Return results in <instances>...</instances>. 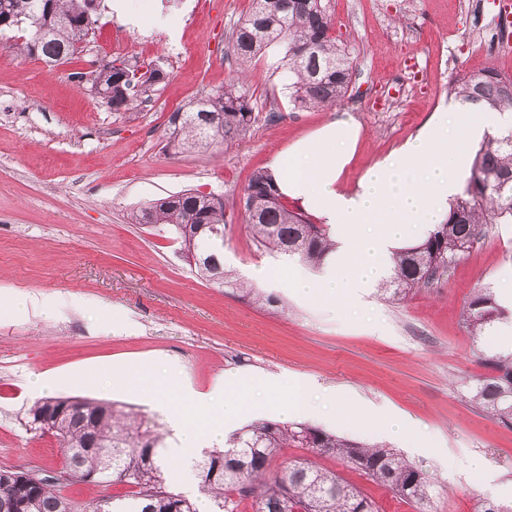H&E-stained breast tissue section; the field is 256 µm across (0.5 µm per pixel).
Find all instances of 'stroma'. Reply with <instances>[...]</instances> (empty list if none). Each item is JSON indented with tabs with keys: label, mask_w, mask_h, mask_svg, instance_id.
<instances>
[{
	"label": "stroma",
	"mask_w": 512,
	"mask_h": 512,
	"mask_svg": "<svg viewBox=\"0 0 512 512\" xmlns=\"http://www.w3.org/2000/svg\"><path fill=\"white\" fill-rule=\"evenodd\" d=\"M112 2L101 0L93 32L71 60L50 66L0 46V465L49 474L65 467L57 439L26 424L32 376H55L57 395L128 405L160 423L145 395L123 391L111 376L165 358L179 373L159 378L163 387L187 382L205 391L216 377L239 373L252 397L264 380L307 377L320 402L346 397L351 421L302 412L292 422L350 441L382 444L390 414L406 417L415 436L400 454L427 474L432 512H478L486 497L512 502V425L469 402L486 371L482 349L503 344L507 329L497 324L476 341L462 322L474 289H493L502 306L512 305V224L486 225L444 276L404 299L375 286L343 313L300 297L290 286L300 262L263 254L239 201L254 170L268 169L334 110L294 109L278 70L283 53L274 50L249 67L257 119L247 136L172 154L170 115L237 74L227 35L251 2L124 0L121 12ZM328 8L354 60L338 109L362 129L347 185L446 106L456 76L488 68L512 76V54L482 46V14L497 11L496 0H329ZM112 30L124 41L119 57L168 73L150 103L125 112L73 78L109 57ZM182 191L223 195L224 266L245 279L266 265L271 278L256 289L278 306L200 278L163 226L132 223L133 211ZM26 293L58 303L45 315L25 313L16 302ZM477 459L484 471L473 470ZM315 460L380 512H421L342 458Z\"/></svg>",
	"instance_id": "stroma-1"
}]
</instances>
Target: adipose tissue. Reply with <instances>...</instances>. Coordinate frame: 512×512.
Returning <instances> with one entry per match:
<instances>
[{
  "mask_svg": "<svg viewBox=\"0 0 512 512\" xmlns=\"http://www.w3.org/2000/svg\"><path fill=\"white\" fill-rule=\"evenodd\" d=\"M494 112L448 107L433 113L414 137L377 160L346 190L343 176L361 138V127L334 118L293 143L271 163L280 193L299 201L326 224L335 244L319 274L295 273L291 286L326 304L360 302L366 288L385 280L395 249L427 235L448 210L461 186L475 134L503 124ZM122 385L146 390L166 416L173 445L169 464L178 466L202 448L220 444L245 412L241 377L218 379L208 392L180 386L152 390V374L120 372Z\"/></svg>",
  "mask_w": 512,
  "mask_h": 512,
  "instance_id": "adipose-tissue-1",
  "label": "adipose tissue"
}]
</instances>
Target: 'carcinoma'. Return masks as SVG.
<instances>
[{"label":"carcinoma","instance_id":"1","mask_svg":"<svg viewBox=\"0 0 512 512\" xmlns=\"http://www.w3.org/2000/svg\"><path fill=\"white\" fill-rule=\"evenodd\" d=\"M8 24L0 35L25 31L17 49L46 63H62L79 50L97 22L96 0H0ZM333 19L324 0H252L249 13L232 29L227 54L246 67L275 45L286 48L282 78L289 102L297 109L330 107L347 95L353 76L348 47L333 36ZM138 63L112 67L97 75L98 91L112 95V111H128L151 99L167 72L148 66L135 77ZM449 94L478 112L512 113V76L489 69L452 80ZM217 112L212 126L199 120ZM256 121L247 87L231 79L214 93L202 95L169 118L167 148L182 153L244 137ZM245 220L257 247L310 267L321 265L331 250L328 227L298 207H288L271 174L257 170L243 196ZM136 224H162L187 254L196 256L197 275L236 288L256 302H275L243 288L233 271L224 269V196L180 192L159 198L133 215ZM486 224H512V140L502 129L485 135L476 151L463 191L448 202V214L420 242L392 256L393 273L382 288L403 299L427 286L478 240ZM504 317V308L488 288L470 294L463 323L477 339ZM487 373L471 387L470 401L505 424L512 423V349L495 350L483 359ZM27 426L55 436L65 457L69 480L94 486L126 487L99 498L92 512H198L196 503L175 490L172 471L161 445L159 425L125 407L85 397H47L27 412ZM284 448L324 449L341 457L374 483L400 498L430 506L431 485L425 473L390 448L342 440L323 429L299 423L260 421L233 433L227 447L205 453L195 462L197 489L212 512H236L252 499L255 512H284L289 502L305 512H378L374 500L335 472L297 462L270 473ZM59 482L43 476L33 483L26 474L0 466V512H61Z\"/></svg>","mask_w":512,"mask_h":512}]
</instances>
